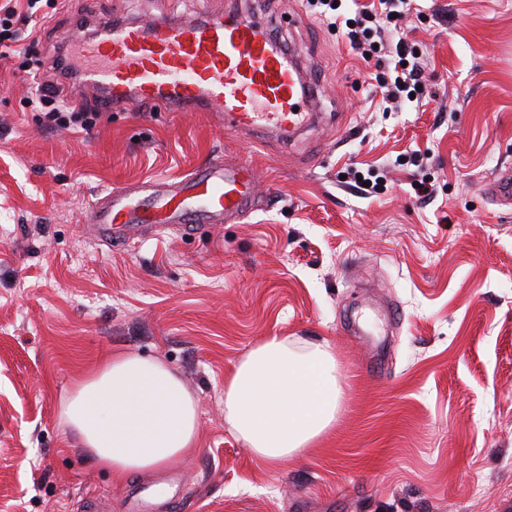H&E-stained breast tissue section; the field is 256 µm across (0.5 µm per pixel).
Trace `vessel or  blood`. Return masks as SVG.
Segmentation results:
<instances>
[{"mask_svg":"<svg viewBox=\"0 0 512 512\" xmlns=\"http://www.w3.org/2000/svg\"><path fill=\"white\" fill-rule=\"evenodd\" d=\"M78 51L84 59L78 93L103 99L107 112L133 101L153 102L174 112L217 113L229 128L265 122L282 133L294 132L306 118L297 109L305 92L303 70L272 40L265 23L251 16L207 9L197 20L170 15L108 23ZM257 187L251 162L210 161L180 180L148 183L138 198L109 191L97 199L90 221L106 241L145 224L189 230L243 217ZM486 193L512 200V170L499 171Z\"/></svg>","mask_w":512,"mask_h":512,"instance_id":"b4317fda","label":"vessel or blood"}]
</instances>
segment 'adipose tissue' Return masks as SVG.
<instances>
[{
    "instance_id": "ef3b65f1",
    "label": "adipose tissue",
    "mask_w": 512,
    "mask_h": 512,
    "mask_svg": "<svg viewBox=\"0 0 512 512\" xmlns=\"http://www.w3.org/2000/svg\"><path fill=\"white\" fill-rule=\"evenodd\" d=\"M342 391L329 344L297 350L274 336L224 381V417L248 451L281 463L336 424ZM82 447L113 476L149 473L194 449L198 405L159 360L116 352L78 380L63 406Z\"/></svg>"
}]
</instances>
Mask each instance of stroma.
<instances>
[{
  "label": "stroma",
  "instance_id": "1",
  "mask_svg": "<svg viewBox=\"0 0 512 512\" xmlns=\"http://www.w3.org/2000/svg\"><path fill=\"white\" fill-rule=\"evenodd\" d=\"M268 20L315 97L294 134L230 130L211 112L133 102L46 131L30 99L71 35L199 0L19 6L0 60V512H512V0H413L399 25L427 57L421 103L386 108L374 66L304 0H217ZM417 163H410L411 152ZM206 159L252 161L241 219L91 233L116 187ZM372 172V196L352 186ZM426 182L420 193L418 182ZM328 342L336 425L280 464L224 419V378L265 339ZM117 351L159 359L198 402L195 449L115 478L62 421L75 382ZM486 194L497 201H510L512 197V170L511 166L500 170L486 188Z\"/></svg>",
  "mask_w": 512,
  "mask_h": 512
}]
</instances>
